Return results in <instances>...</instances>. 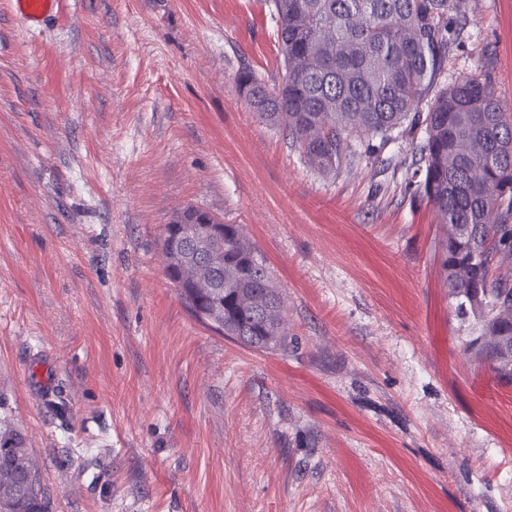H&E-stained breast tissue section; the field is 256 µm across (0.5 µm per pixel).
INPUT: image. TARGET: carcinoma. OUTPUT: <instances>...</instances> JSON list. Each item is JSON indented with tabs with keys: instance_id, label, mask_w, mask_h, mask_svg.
<instances>
[{
	"instance_id": "1",
	"label": "carcinoma",
	"mask_w": 512,
	"mask_h": 512,
	"mask_svg": "<svg viewBox=\"0 0 512 512\" xmlns=\"http://www.w3.org/2000/svg\"><path fill=\"white\" fill-rule=\"evenodd\" d=\"M270 2L285 75L269 87L243 70L235 91L263 122L288 131L322 172L335 170L354 141L424 126L416 193L443 225L441 265L456 313L480 324L464 351L511 381L512 113L488 70L437 88L457 40L448 30L453 0ZM202 218L215 221L187 208L164 234ZM166 273L195 287L203 306L224 310L223 335L242 332L259 349L285 343L283 298L240 225H224L203 282L185 262ZM0 448L8 449L0 512H46L25 434L0 423Z\"/></svg>"
}]
</instances>
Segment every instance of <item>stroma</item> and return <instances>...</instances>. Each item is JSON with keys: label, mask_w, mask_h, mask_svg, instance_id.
<instances>
[{"label": "stroma", "mask_w": 512, "mask_h": 512, "mask_svg": "<svg viewBox=\"0 0 512 512\" xmlns=\"http://www.w3.org/2000/svg\"><path fill=\"white\" fill-rule=\"evenodd\" d=\"M448 77L493 66L512 108V0H454ZM269 0H0V419L50 512H512V382L441 272L409 184L422 130L331 173L235 92L284 75ZM241 225L285 300L288 345L199 321L166 224ZM52 367L40 400L29 371ZM57 0H14L16 15L25 22L37 21L51 12Z\"/></svg>", "instance_id": "35a3bbf8"}]
</instances>
